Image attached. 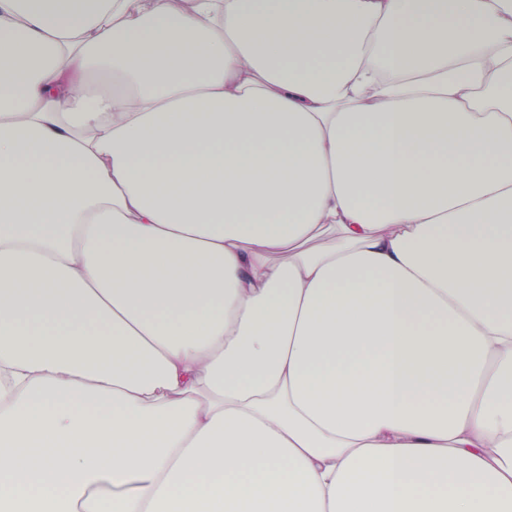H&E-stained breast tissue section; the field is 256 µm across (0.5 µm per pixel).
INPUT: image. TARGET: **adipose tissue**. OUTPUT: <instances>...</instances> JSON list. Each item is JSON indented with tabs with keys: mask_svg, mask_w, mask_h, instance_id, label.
Instances as JSON below:
<instances>
[{
	"mask_svg": "<svg viewBox=\"0 0 512 512\" xmlns=\"http://www.w3.org/2000/svg\"><path fill=\"white\" fill-rule=\"evenodd\" d=\"M0 512H512V0H0Z\"/></svg>",
	"mask_w": 512,
	"mask_h": 512,
	"instance_id": "obj_1",
	"label": "adipose tissue"
}]
</instances>
